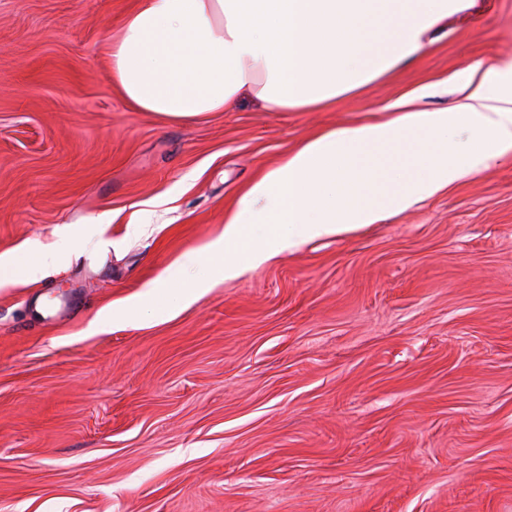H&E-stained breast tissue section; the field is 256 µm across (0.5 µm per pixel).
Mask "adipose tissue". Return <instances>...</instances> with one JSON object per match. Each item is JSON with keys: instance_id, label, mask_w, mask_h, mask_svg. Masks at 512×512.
<instances>
[{"instance_id": "adipose-tissue-1", "label": "adipose tissue", "mask_w": 512, "mask_h": 512, "mask_svg": "<svg viewBox=\"0 0 512 512\" xmlns=\"http://www.w3.org/2000/svg\"><path fill=\"white\" fill-rule=\"evenodd\" d=\"M462 0H136L107 42L112 82L139 112L188 122L250 97L312 112L418 56ZM438 86L387 104L393 119L306 141L252 182L224 231L184 264L205 272L155 293L189 305L285 250L376 224L512 158V60L469 68L453 105Z\"/></svg>"}]
</instances>
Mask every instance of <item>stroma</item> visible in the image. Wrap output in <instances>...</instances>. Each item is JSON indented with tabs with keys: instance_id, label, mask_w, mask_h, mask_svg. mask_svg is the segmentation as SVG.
<instances>
[{
	"instance_id": "35a3bbf8",
	"label": "stroma",
	"mask_w": 512,
	"mask_h": 512,
	"mask_svg": "<svg viewBox=\"0 0 512 512\" xmlns=\"http://www.w3.org/2000/svg\"><path fill=\"white\" fill-rule=\"evenodd\" d=\"M134 4L0 0V512H512V159L112 321L306 140L511 58L512 0L322 110L191 123L112 85Z\"/></svg>"
}]
</instances>
